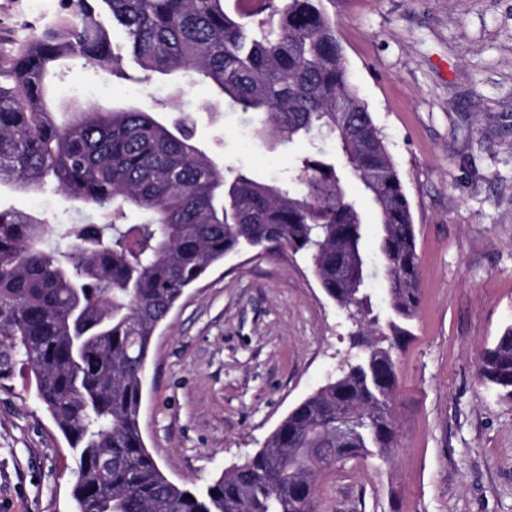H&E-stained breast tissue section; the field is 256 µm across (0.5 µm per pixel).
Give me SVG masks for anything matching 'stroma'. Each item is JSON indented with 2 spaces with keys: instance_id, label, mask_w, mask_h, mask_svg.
<instances>
[{
  "instance_id": "obj_1",
  "label": "stroma",
  "mask_w": 512,
  "mask_h": 512,
  "mask_svg": "<svg viewBox=\"0 0 512 512\" xmlns=\"http://www.w3.org/2000/svg\"><path fill=\"white\" fill-rule=\"evenodd\" d=\"M57 0H0V44ZM348 69L410 201L422 303L399 354L391 460L323 471L316 512H512V399L478 379L479 353L512 325V0H323ZM62 69L59 94L102 105L166 100L167 83ZM196 85L189 118L217 165L267 181L305 143L273 148ZM0 205L76 222L54 188L0 187ZM349 346L342 311L301 255L245 250L189 288L148 356L140 427L174 483L202 489L262 448L325 385ZM74 452L33 387L0 378V512H74Z\"/></svg>"
}]
</instances>
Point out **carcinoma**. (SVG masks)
<instances>
[{
	"instance_id": "carcinoma-1",
	"label": "carcinoma",
	"mask_w": 512,
	"mask_h": 512,
	"mask_svg": "<svg viewBox=\"0 0 512 512\" xmlns=\"http://www.w3.org/2000/svg\"><path fill=\"white\" fill-rule=\"evenodd\" d=\"M141 82L178 74L256 118L287 146L321 128L336 157L308 149L288 177L218 168L185 120L134 104L47 103L62 59ZM373 204L368 226L346 190ZM52 186L91 211L81 223L0 206V378L20 372L75 451L76 512H307L317 476L398 447L396 353L420 310L413 214L399 171L351 82L323 0H59L45 24L0 48V185ZM139 216L133 222L130 217ZM378 238L389 312L358 273ZM55 236L66 250L50 249ZM288 247L311 262L345 313L355 352L232 472L201 491L162 471L140 428L146 362L159 324L207 270L245 248ZM479 379L512 398V326L479 360ZM363 418L336 452V416Z\"/></svg>"
}]
</instances>
